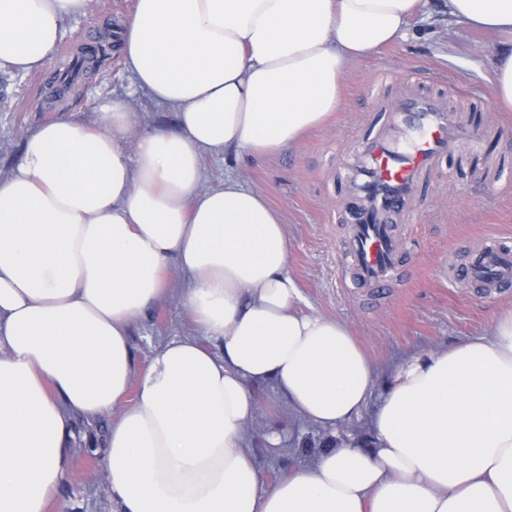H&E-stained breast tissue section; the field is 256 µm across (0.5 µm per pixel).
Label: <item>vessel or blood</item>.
Masks as SVG:
<instances>
[{
    "instance_id": "obj_1",
    "label": "vessel or blood",
    "mask_w": 512,
    "mask_h": 512,
    "mask_svg": "<svg viewBox=\"0 0 512 512\" xmlns=\"http://www.w3.org/2000/svg\"><path fill=\"white\" fill-rule=\"evenodd\" d=\"M470 125L452 122L444 101L421 94L413 81L387 113L380 133L364 142L347 166L351 235L348 265L355 280L388 288L401 262L397 225L413 222L424 175L454 146L477 148ZM487 296L512 290V246L491 238L454 270Z\"/></svg>"
}]
</instances>
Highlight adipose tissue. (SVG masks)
<instances>
[{"label": "adipose tissue", "instance_id": "ef3b65f1", "mask_svg": "<svg viewBox=\"0 0 512 512\" xmlns=\"http://www.w3.org/2000/svg\"><path fill=\"white\" fill-rule=\"evenodd\" d=\"M497 41L512 110V0H447ZM91 0H0V61L51 60ZM421 0H136L119 31L135 91L174 112L137 128L123 101L61 119L0 177V512H62L76 417H112L115 512H512V310L489 335L395 364L370 446L326 450L271 488L245 447L250 384L337 430L377 376L343 322L301 311L282 215L202 158L272 156L335 111L349 64L405 35ZM177 282H170V272ZM178 289L198 329L133 370L128 327ZM137 385L136 404L120 403Z\"/></svg>", "mask_w": 512, "mask_h": 512}]
</instances>
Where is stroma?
<instances>
[{
    "instance_id": "1",
    "label": "stroma",
    "mask_w": 512,
    "mask_h": 512,
    "mask_svg": "<svg viewBox=\"0 0 512 512\" xmlns=\"http://www.w3.org/2000/svg\"><path fill=\"white\" fill-rule=\"evenodd\" d=\"M134 0H92L87 14L71 18L59 46L72 49L96 32L119 29ZM496 39L449 17L445 0H425L404 39L356 59L343 81L336 112L297 146L271 157L233 152L206 156L203 187L216 188L233 176L263 191L280 210L288 231V270L303 310L346 323L378 368L369 407H376L387 371L404 357L486 335L496 316L512 308V292L487 297L457 282L453 265L488 237L512 238V112L496 104ZM57 63L21 73L0 65V176L20 160L26 137L59 119L96 124L98 108L126 99L131 76L113 55L91 78L62 98L51 99ZM413 76L418 89L442 97L449 115L478 129L482 154L452 150L423 179L415 219L399 227L408 276L386 292L358 286L346 264L349 225L345 166L361 141L373 138L386 107L402 91L401 77ZM194 325L178 294L150 308L129 329L135 371L173 336L193 334ZM258 413L247 448L269 487L305 466L319 452L343 441L371 437L367 415L331 431L294 415L271 382L251 385ZM108 419L78 421L75 466L62 492L71 512H113L102 474ZM279 434L272 444L270 434Z\"/></svg>"
}]
</instances>
